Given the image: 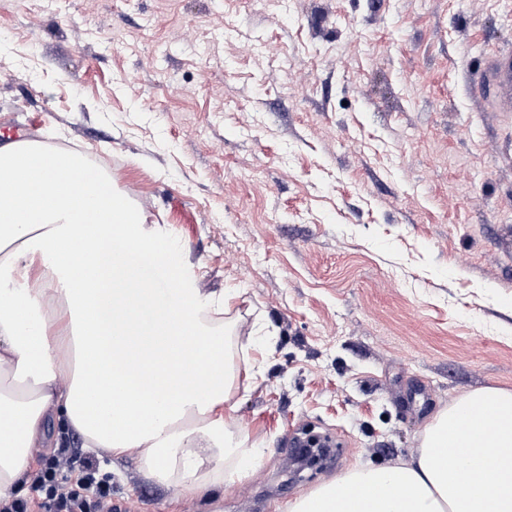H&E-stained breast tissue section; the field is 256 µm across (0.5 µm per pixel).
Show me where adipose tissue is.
Returning <instances> with one entry per match:
<instances>
[{"label":"adipose tissue","mask_w":512,"mask_h":512,"mask_svg":"<svg viewBox=\"0 0 512 512\" xmlns=\"http://www.w3.org/2000/svg\"><path fill=\"white\" fill-rule=\"evenodd\" d=\"M75 180L58 186L59 168ZM76 149L0 144V499L22 490L28 451L53 419L71 439L149 481L195 493L234 484L261 459L226 426L238 366L231 294L193 284L160 301L145 265L175 245ZM50 278L49 288L20 279ZM482 421H470L474 408ZM284 512H512V390L456 399L425 426L410 461L361 467L305 492Z\"/></svg>","instance_id":"obj_1"}]
</instances>
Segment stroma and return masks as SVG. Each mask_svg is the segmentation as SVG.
I'll use <instances>...</instances> for the list:
<instances>
[{
  "label": "stroma",
  "mask_w": 512,
  "mask_h": 512,
  "mask_svg": "<svg viewBox=\"0 0 512 512\" xmlns=\"http://www.w3.org/2000/svg\"><path fill=\"white\" fill-rule=\"evenodd\" d=\"M504 49L512 0H0V140L81 149L265 361L230 421L254 474L189 498L103 456L112 512H280L512 389V112L476 90ZM305 426L343 453L295 476Z\"/></svg>",
  "instance_id": "obj_1"
}]
</instances>
